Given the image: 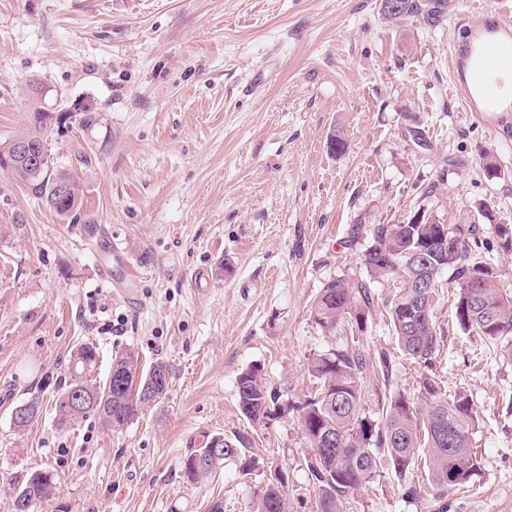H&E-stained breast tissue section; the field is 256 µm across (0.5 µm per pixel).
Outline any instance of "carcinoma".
<instances>
[{
  "label": "carcinoma",
  "mask_w": 512,
  "mask_h": 512,
  "mask_svg": "<svg viewBox=\"0 0 512 512\" xmlns=\"http://www.w3.org/2000/svg\"><path fill=\"white\" fill-rule=\"evenodd\" d=\"M403 9L389 19H402L424 12L431 20L443 16L445 0H402ZM57 123V113L35 106L30 112V131L23 134L36 143L47 145L45 131ZM11 174L31 190L59 216L67 218L83 205L78 182L57 168L56 162L42 170L23 164ZM63 180L69 186L64 196L56 194L53 184ZM371 239L365 253V265L372 277L397 275L403 287L387 303L390 326L401 353L414 360L421 369L418 399L415 406L403 393L391 394L378 418L365 412L363 379L369 362L355 345L332 347L315 357L310 375L318 389L305 401L285 406L279 397L268 392L260 377V369L251 367L238 378L237 395L241 412L250 420L264 422L290 411H297L302 428L310 442L312 455L307 469L317 492L318 512H343L348 498L364 490L380 474L390 469L404 487L409 498L421 496V486L410 479L417 452H423L431 488L436 496H444L450 488L465 487L480 470V461L471 448L477 416L474 403L465 395L448 397L441 393L432 375V366L440 352L443 337L433 320L430 295L441 287L442 272L450 273L456 289V318L461 328L490 342L501 345V354L512 361V292L499 287L493 267L482 256L492 252H512V224L495 225L492 237H486L475 224L468 228V237L448 245V254L430 256L436 263L434 286L413 288L412 270L407 265L409 254L431 250L435 234L433 224H355L352 237L361 232ZM479 280L482 286L471 287ZM373 302L370 285L363 280L331 278L323 283L311 307L315 327L325 336L348 326L352 334L364 331L368 310ZM96 359L93 347L84 345L74 354L69 371L72 382L61 388L55 406L62 426L78 419L81 408L76 400L84 393L96 399L94 413L109 428L119 430L146 406L166 394L170 373L162 362L148 370L139 368V355L129 348L112 358L111 372L123 375L124 386H116L113 377L102 382L89 381L86 373ZM381 383L389 385L393 376V360L382 352L375 359ZM336 435V446L323 448L325 434ZM245 438L224 443V450L207 457L204 467L195 465L196 456L206 452L197 448L182 462L183 477L194 483L224 467V461L240 455ZM54 476L37 470L22 481L14 499L12 512H34L50 501ZM258 512H286L284 493L277 487L266 488Z\"/></svg>",
  "instance_id": "cac0c4a2"
}]
</instances>
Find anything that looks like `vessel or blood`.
I'll use <instances>...</instances> for the list:
<instances>
[{"instance_id":"obj_1","label":"vessel or blood","mask_w":512,"mask_h":512,"mask_svg":"<svg viewBox=\"0 0 512 512\" xmlns=\"http://www.w3.org/2000/svg\"><path fill=\"white\" fill-rule=\"evenodd\" d=\"M460 39L450 47V83L469 112H491L503 130L512 129V98L501 77L512 73V17L499 9L464 12Z\"/></svg>"}]
</instances>
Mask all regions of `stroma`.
I'll list each match as a JSON object with an SVG mask.
<instances>
[{"mask_svg": "<svg viewBox=\"0 0 512 512\" xmlns=\"http://www.w3.org/2000/svg\"><path fill=\"white\" fill-rule=\"evenodd\" d=\"M512 0H448L430 23L384 19L381 0H0V139L25 133L34 104H93L91 128L49 130L83 206L61 218L0 171V512L27 473L56 476L38 512H253L285 472L287 512H318L298 413L258 423L237 380L260 369L281 403L314 394L311 360L348 341L323 335L311 305L333 277L370 280L358 336L367 358L394 360L393 390L416 397L386 304L398 277L369 279V236L355 224H512V132L464 111L449 90L461 11ZM343 154L326 147L333 131ZM493 160L497 175L488 174ZM489 204L482 217L478 203ZM120 248L133 294L102 275ZM456 290L432 301L443 343L433 368L447 395L477 409L481 468L443 499L405 497L392 475L344 512H512V362L462 330ZM84 344L91 380L131 348L164 362L165 396L120 430L89 413L68 426L55 395ZM39 398L25 430L12 409ZM248 436L245 458L187 483L181 462L208 437Z\"/></svg>", "mask_w": 512, "mask_h": 512, "instance_id": "obj_1", "label": "stroma"}]
</instances>
